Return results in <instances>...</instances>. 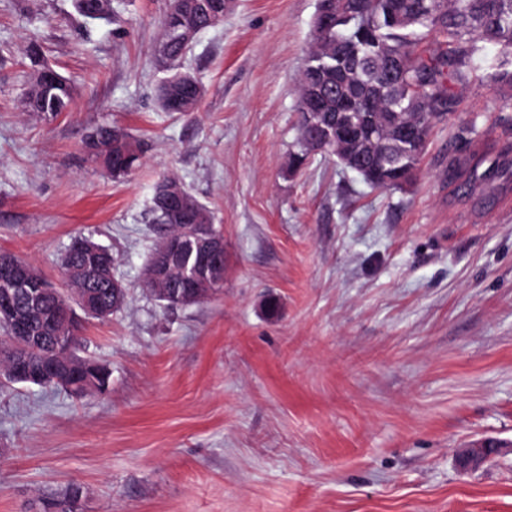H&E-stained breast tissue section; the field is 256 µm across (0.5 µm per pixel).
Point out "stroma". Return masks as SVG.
<instances>
[{
  "mask_svg": "<svg viewBox=\"0 0 512 512\" xmlns=\"http://www.w3.org/2000/svg\"><path fill=\"white\" fill-rule=\"evenodd\" d=\"M171 0H0V253L62 284L87 236L127 290L79 313L75 351L110 385L0 387V512L80 484V512H512V93L454 88L413 182L375 188L335 156L291 172L296 83L319 0H230L184 68L196 112H163ZM37 36L70 111L24 109ZM107 124L145 144L113 179L82 151ZM171 175L224 232V286L167 308L142 287ZM78 13L84 18L105 19L111 11V0H75ZM505 444L494 439H483L463 448L456 456V464L462 473L476 470L492 457L502 453Z\"/></svg>",
  "mask_w": 512,
  "mask_h": 512,
  "instance_id": "stroma-1",
  "label": "stroma"
}]
</instances>
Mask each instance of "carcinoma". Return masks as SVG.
Wrapping results in <instances>:
<instances>
[{"label": "carcinoma", "instance_id": "cac0c4a2", "mask_svg": "<svg viewBox=\"0 0 512 512\" xmlns=\"http://www.w3.org/2000/svg\"><path fill=\"white\" fill-rule=\"evenodd\" d=\"M227 0H171V7L162 21L156 49L167 50L163 64L170 75L158 89V101L165 112H192L203 94L198 80L182 70L187 56L175 37L186 29H208L216 18H224ZM78 13L91 20L104 19L111 11V0H75ZM332 11L327 28L313 24V35L306 61L297 82L300 114L297 149L292 166L300 168L319 153H335L330 142L310 137L313 116L306 108L307 100L317 96L322 111L334 116L352 112L360 128L379 122L381 113L396 112L398 118L416 132V143L399 147L405 164L418 170L427 147V139L442 115L453 102L451 85L466 80L464 68L476 58L482 60L480 83L512 90V0H321L319 11ZM495 46L497 54L489 58L487 46ZM30 61L38 66L26 92L25 108L32 116L45 119L68 111L72 87L64 76L53 83H44L40 68L44 67L41 44L31 39L26 46ZM356 71L361 84L358 100L349 103L336 97L326 84L315 82V76L336 80L339 68ZM84 148L113 178H124L140 166L142 143L131 135L109 126L92 128L83 141ZM384 154L368 158L378 167L374 186L397 188L387 180L390 166L383 163ZM176 181L164 176L156 183L152 211L160 234L189 230L191 224L213 225L211 212L197 199L193 208L168 222L162 219L161 190ZM72 262L84 272L85 291L106 305L112 301V253H72ZM38 282L15 283L0 270V290L9 288L19 296V311L27 316L29 341L24 343L13 360L19 376L28 373L39 377V387L55 389L58 377L69 376L75 387L72 395L82 397L89 391L82 384L81 368L86 358L75 353L58 357L54 354L55 323L59 306L52 297H39ZM79 486L47 496L49 505L63 504L65 512H79L73 497Z\"/></svg>", "mask_w": 512, "mask_h": 512}]
</instances>
